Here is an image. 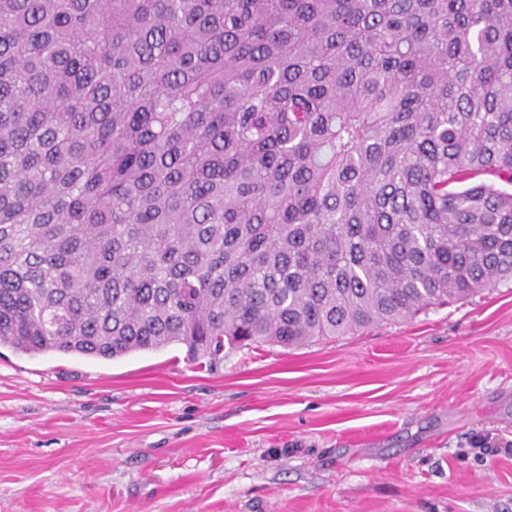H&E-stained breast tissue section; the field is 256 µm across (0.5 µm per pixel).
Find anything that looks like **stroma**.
<instances>
[{
	"label": "stroma",
	"instance_id": "obj_1",
	"mask_svg": "<svg viewBox=\"0 0 512 512\" xmlns=\"http://www.w3.org/2000/svg\"><path fill=\"white\" fill-rule=\"evenodd\" d=\"M511 444L510 281L212 370L0 346V512H512Z\"/></svg>",
	"mask_w": 512,
	"mask_h": 512
}]
</instances>
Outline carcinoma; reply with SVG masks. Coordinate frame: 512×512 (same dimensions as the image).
<instances>
[{"mask_svg":"<svg viewBox=\"0 0 512 512\" xmlns=\"http://www.w3.org/2000/svg\"><path fill=\"white\" fill-rule=\"evenodd\" d=\"M512 0H0V346L285 348L512 281Z\"/></svg>","mask_w":512,"mask_h":512,"instance_id":"carcinoma-1","label":"carcinoma"}]
</instances>
